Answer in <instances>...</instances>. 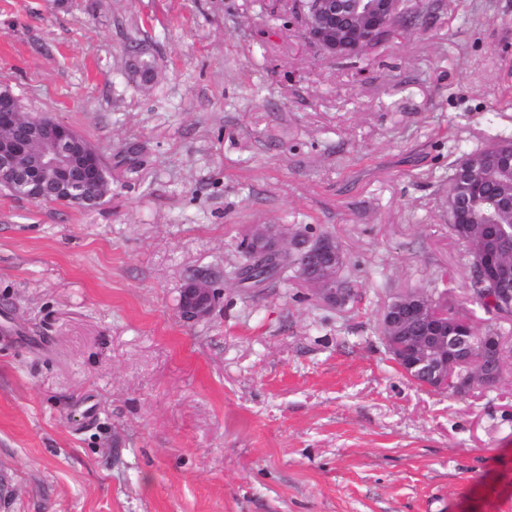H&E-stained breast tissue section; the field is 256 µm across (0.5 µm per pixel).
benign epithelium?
<instances>
[{"label": "benign epithelium", "instance_id": "1", "mask_svg": "<svg viewBox=\"0 0 512 512\" xmlns=\"http://www.w3.org/2000/svg\"><path fill=\"white\" fill-rule=\"evenodd\" d=\"M307 39L332 58L344 59L367 52L383 33L389 31L405 10V0H299ZM141 51H131L128 75L144 85L154 82L156 71L143 74ZM466 191L451 206L466 208L477 196L481 174L479 161L470 158ZM106 163L98 151L70 126L50 118L22 111L10 86L0 85V187L25 190L26 198L37 201L54 186L66 193L70 205L90 208L108 194ZM479 234L485 239L474 253L472 272L488 282L494 295L512 296V260L506 261L498 242L512 237V225L484 224ZM241 281L259 284L254 273L260 269L280 270L288 264L293 278L331 306L346 304L349 297L337 276L344 263L343 252L328 235L303 241L288 237L279 225L256 224L241 244ZM215 276L199 274L181 290L179 314L200 321L207 318L217 295ZM426 325L425 334L415 336L408 346L393 347V336ZM381 324L390 330L383 337L397 365L409 377L420 375L426 386L443 389L453 384L468 393L492 387L512 374V353L504 348V337L496 331L475 336L469 317L448 312L447 306L432 302L419 293L395 297L385 308ZM480 357L474 358V342Z\"/></svg>", "mask_w": 512, "mask_h": 512}]
</instances>
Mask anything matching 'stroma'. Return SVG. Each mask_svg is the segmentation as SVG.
Instances as JSON below:
<instances>
[{
  "label": "stroma",
  "mask_w": 512,
  "mask_h": 512,
  "mask_svg": "<svg viewBox=\"0 0 512 512\" xmlns=\"http://www.w3.org/2000/svg\"><path fill=\"white\" fill-rule=\"evenodd\" d=\"M409 4L335 60L294 0H0V83L111 182L89 209L0 188V512H512V377L419 387L379 330L415 290L512 339L448 232L449 160L512 136V0ZM255 224L335 238L356 296L238 282ZM141 53L137 48H134L131 51L128 63H127V72L128 75L133 80H138L143 85H150L154 82L157 69H155L156 61L155 59H148V60H141V67H140V58ZM143 72H149L148 74L144 75ZM154 69V70H153ZM153 70V71H152ZM215 282L212 274H199L184 284L179 304L182 318L200 321L210 315L217 295Z\"/></svg>",
  "instance_id": "1"
}]
</instances>
